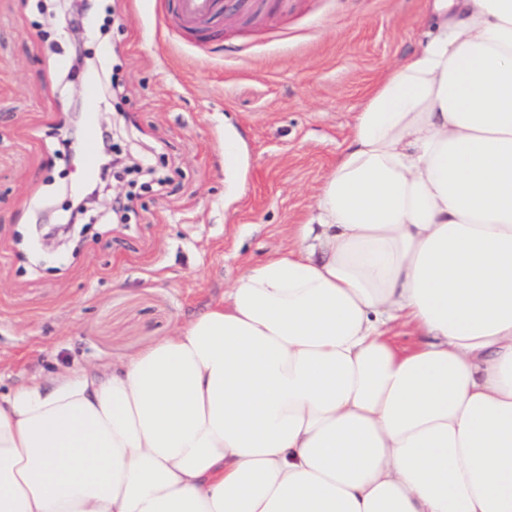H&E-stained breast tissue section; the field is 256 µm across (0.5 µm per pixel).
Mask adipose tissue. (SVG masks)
Here are the masks:
<instances>
[{"label":"adipose tissue","mask_w":512,"mask_h":512,"mask_svg":"<svg viewBox=\"0 0 512 512\" xmlns=\"http://www.w3.org/2000/svg\"><path fill=\"white\" fill-rule=\"evenodd\" d=\"M432 11L295 249L0 395V512H512V0Z\"/></svg>","instance_id":"obj_1"}]
</instances>
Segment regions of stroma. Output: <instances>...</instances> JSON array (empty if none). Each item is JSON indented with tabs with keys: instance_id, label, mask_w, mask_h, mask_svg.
I'll list each match as a JSON object with an SVG mask.
<instances>
[{
	"instance_id": "1",
	"label": "stroma",
	"mask_w": 512,
	"mask_h": 512,
	"mask_svg": "<svg viewBox=\"0 0 512 512\" xmlns=\"http://www.w3.org/2000/svg\"><path fill=\"white\" fill-rule=\"evenodd\" d=\"M185 33L137 0H100L89 41L109 97L100 128L132 155L162 145L177 172L141 192L128 223L110 206L78 251L34 249L42 209L78 168L58 154L81 78L57 5L0 0V393L58 371L109 365L220 297L248 266L293 249L369 86L420 50L429 0H224Z\"/></svg>"
}]
</instances>
